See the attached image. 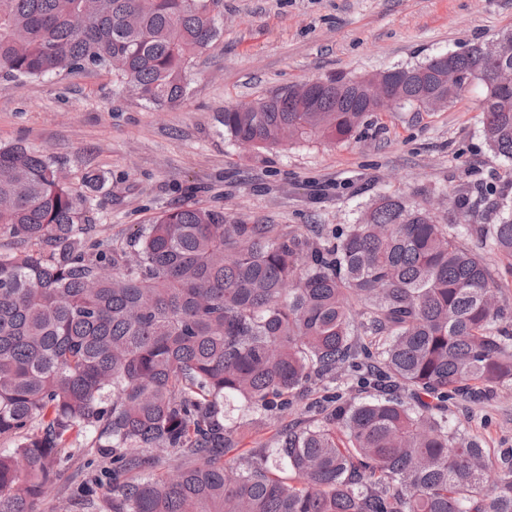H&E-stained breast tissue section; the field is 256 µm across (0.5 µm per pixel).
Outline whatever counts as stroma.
Wrapping results in <instances>:
<instances>
[{
    "label": "stroma",
    "instance_id": "1",
    "mask_svg": "<svg viewBox=\"0 0 512 512\" xmlns=\"http://www.w3.org/2000/svg\"><path fill=\"white\" fill-rule=\"evenodd\" d=\"M222 36L187 72L179 105L156 107L97 70L0 80V146L51 157L87 198L94 237L128 246L137 227L183 205L242 224L307 232L354 221L377 194L435 200L490 183L508 163L484 142V89L433 112H375L346 142L244 151L224 129L225 107L331 75L364 76L489 41L512 30V0H218ZM448 423L486 447H512V389L448 403ZM59 465L40 504L60 512L92 467L83 449Z\"/></svg>",
    "mask_w": 512,
    "mask_h": 512
}]
</instances>
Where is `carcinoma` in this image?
<instances>
[{
    "label": "carcinoma",
    "instance_id": "cac0c4a2",
    "mask_svg": "<svg viewBox=\"0 0 512 512\" xmlns=\"http://www.w3.org/2000/svg\"><path fill=\"white\" fill-rule=\"evenodd\" d=\"M215 0H0V77L106 71L126 92L175 106L186 70L222 34ZM485 44L407 67L458 99L485 87L483 137L512 162V68ZM332 76L313 112L286 90L224 108L237 143L274 148L351 138L374 108ZM422 87L403 104L422 111ZM51 159L0 148V512H38L91 431L98 462L68 499L95 512H512V448L448 426V401L512 387L502 293L464 235L512 267V205L493 185L452 195L459 223L382 194L329 237L241 224L182 205L137 229L133 251L92 241L85 200ZM495 224L481 226L484 212ZM372 390L361 402L341 387ZM318 392V418L243 454L235 431ZM177 455L190 460L159 473Z\"/></svg>",
    "mask_w": 512,
    "mask_h": 512
}]
</instances>
